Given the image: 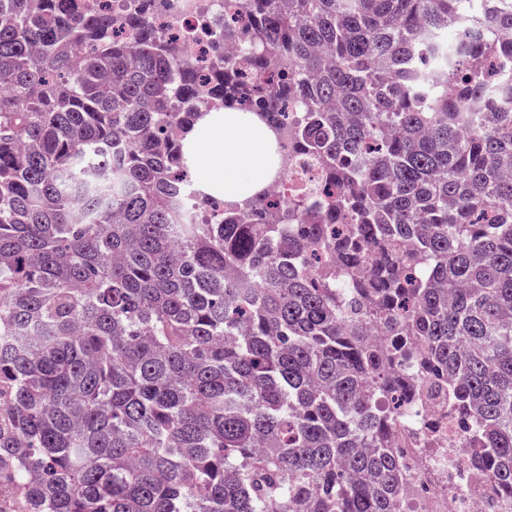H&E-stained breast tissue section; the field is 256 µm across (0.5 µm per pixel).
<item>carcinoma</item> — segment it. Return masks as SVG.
Here are the masks:
<instances>
[{
	"instance_id": "cac0c4a2",
	"label": "carcinoma",
	"mask_w": 512,
	"mask_h": 512,
	"mask_svg": "<svg viewBox=\"0 0 512 512\" xmlns=\"http://www.w3.org/2000/svg\"><path fill=\"white\" fill-rule=\"evenodd\" d=\"M160 8L0 0L17 512H402L396 438L446 422L512 500V0H234L248 48L202 63ZM225 108L321 198L195 219L187 137Z\"/></svg>"
}]
</instances>
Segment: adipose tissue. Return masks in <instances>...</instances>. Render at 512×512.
<instances>
[{
	"mask_svg": "<svg viewBox=\"0 0 512 512\" xmlns=\"http://www.w3.org/2000/svg\"><path fill=\"white\" fill-rule=\"evenodd\" d=\"M190 169L197 185L227 201H240L272 176L275 138L249 114L213 113L188 140Z\"/></svg>",
	"mask_w": 512,
	"mask_h": 512,
	"instance_id": "ef3b65f1",
	"label": "adipose tissue"
}]
</instances>
